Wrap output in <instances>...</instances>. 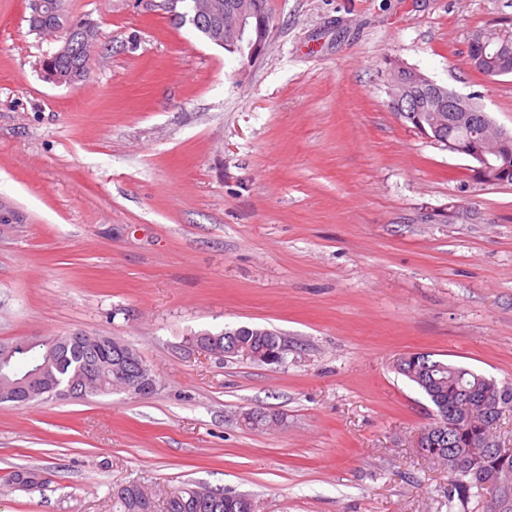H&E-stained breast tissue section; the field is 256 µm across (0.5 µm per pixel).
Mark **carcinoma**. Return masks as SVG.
Returning a JSON list of instances; mask_svg holds the SVG:
<instances>
[{
  "label": "carcinoma",
  "mask_w": 512,
  "mask_h": 512,
  "mask_svg": "<svg viewBox=\"0 0 512 512\" xmlns=\"http://www.w3.org/2000/svg\"><path fill=\"white\" fill-rule=\"evenodd\" d=\"M55 5L56 14L45 17V31H52L57 23L69 24L70 52L66 56H46L47 65L64 73L86 70L89 50L78 22L63 13V0H48ZM488 47L506 41L512 44V23H492ZM409 72L394 68L389 61V107L399 117L417 127L423 126L429 136L436 134L459 141L485 135V126L496 127L495 122L471 95L470 104L476 117L473 126L448 125V98L456 91L440 86V96L426 106L415 107L399 104L395 99L397 83L407 78ZM200 339L212 340L213 349L222 358L267 363L276 357L284 360L286 349L276 331L240 326L212 333L202 332L190 338L195 344ZM109 337L77 330L65 336L41 339V343L26 354L13 356L3 367L10 380L24 375L18 363L37 361L44 365L47 380L44 387L19 395L16 406H26L49 399H65L70 384L84 387L85 395H109L123 389L125 365L114 361L108 344ZM394 369L418 389L432 404V421L421 430L424 456L434 463L447 467L448 509L468 505L472 496L484 499L485 512H512V457L505 460L500 455L482 448L486 440L495 439V430L486 418L487 410L512 412V385H498L473 370L432 358L426 353H410L394 362ZM462 412L463 420L451 434H442L439 427H448V416ZM280 421L278 415L261 410L245 414V422L254 430H262ZM9 481L28 490L45 484V478L35 469L20 468L9 474ZM498 485L497 493L486 491L484 484ZM230 493L207 487L186 484L165 494L162 503L156 496L138 484H129L112 493V512H250L241 500L228 499Z\"/></svg>",
  "instance_id": "carcinoma-1"
}]
</instances>
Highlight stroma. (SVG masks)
Masks as SVG:
<instances>
[{
  "label": "stroma",
  "mask_w": 512,
  "mask_h": 512,
  "mask_svg": "<svg viewBox=\"0 0 512 512\" xmlns=\"http://www.w3.org/2000/svg\"><path fill=\"white\" fill-rule=\"evenodd\" d=\"M266 7L250 60L134 0H64L100 33L69 86L44 77L56 42L30 0H0V342L114 336L157 380L0 404V512H112L114 487L192 481L259 512H448V471L416 446L432 406L393 362L512 383V185L392 112L385 68L479 94L512 132V76L467 57L512 0ZM242 325L285 336L284 362L189 343ZM255 409L279 424L251 429ZM29 466L43 487L8 483Z\"/></svg>",
  "instance_id": "stroma-1"
}]
</instances>
